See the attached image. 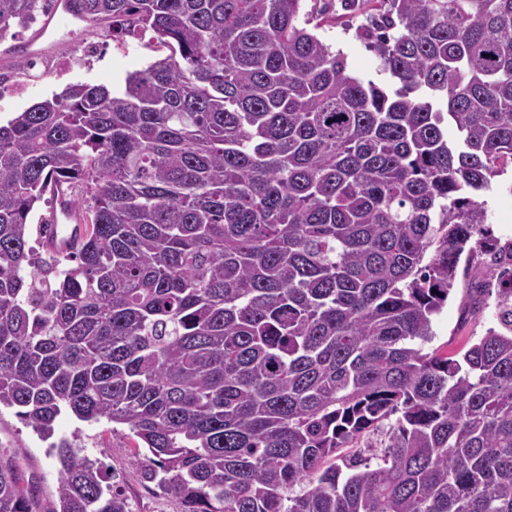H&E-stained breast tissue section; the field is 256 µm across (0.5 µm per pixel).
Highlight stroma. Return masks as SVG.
<instances>
[{"mask_svg": "<svg viewBox=\"0 0 512 512\" xmlns=\"http://www.w3.org/2000/svg\"><path fill=\"white\" fill-rule=\"evenodd\" d=\"M46 23L55 28L58 37L52 50L45 54L53 66L42 75L30 77L16 66V57L9 54L8 48L38 39ZM358 23V18L344 14L335 23L320 28L319 34L346 55L352 75L390 84L378 59L355 38ZM159 56L148 40L118 41L108 30L87 28L44 12L31 26H12L0 37V120H10L17 112L61 92L71 83L122 89L128 73L145 68ZM483 198L491 233L500 237L505 231H512V171L498 178ZM485 277L486 261L481 256L468 269L459 271L455 289L433 318L435 336L425 344V351L438 348L456 354L495 326L494 294H485L477 303L469 298L471 284ZM54 438L67 439L81 454L101 460L109 474L115 475L131 512H182L180 503L164 493L156 481L136 472V442L126 426L115 427L104 420L84 422L64 414L55 423ZM49 448L50 442L22 422L14 409H0V454L12 458L20 485L32 493L38 512H52L58 501V472Z\"/></svg>", "mask_w": 512, "mask_h": 512, "instance_id": "obj_1", "label": "stroma"}]
</instances>
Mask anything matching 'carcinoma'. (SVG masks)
Returning <instances> with one entry per match:
<instances>
[{
    "label": "carcinoma",
    "mask_w": 512,
    "mask_h": 512,
    "mask_svg": "<svg viewBox=\"0 0 512 512\" xmlns=\"http://www.w3.org/2000/svg\"><path fill=\"white\" fill-rule=\"evenodd\" d=\"M71 2L168 54L0 125V407L127 426L182 512H512V244L475 237L512 168V0H340L394 90L312 32L333 0ZM41 5L0 0V36ZM53 182L66 255L29 245ZM464 253L498 327L425 353ZM392 415L377 461L341 455ZM52 448L57 512H130ZM33 505L0 460V512ZM59 213L55 214L51 232L45 238V248L51 253H67L82 240L85 224H79L71 206L70 189L61 184L54 188Z\"/></svg>",
    "instance_id": "cac0c4a2"
}]
</instances>
